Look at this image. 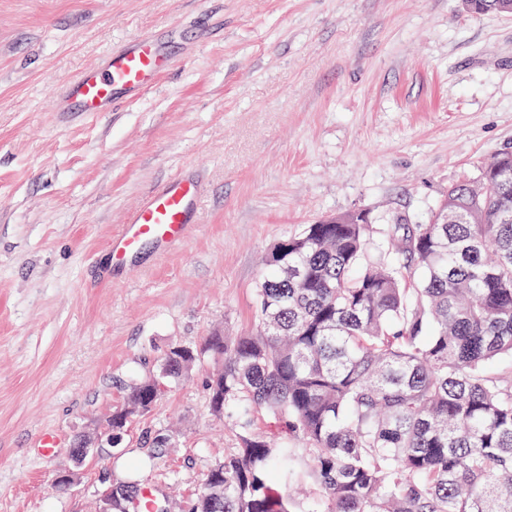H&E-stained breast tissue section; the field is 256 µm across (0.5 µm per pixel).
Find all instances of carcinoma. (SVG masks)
<instances>
[{
    "label": "carcinoma",
    "mask_w": 512,
    "mask_h": 512,
    "mask_svg": "<svg viewBox=\"0 0 512 512\" xmlns=\"http://www.w3.org/2000/svg\"><path fill=\"white\" fill-rule=\"evenodd\" d=\"M461 2L512 14V0ZM372 232L354 211L304 225L269 256L256 333L210 338L209 404L241 445L194 512H292L277 486L298 461L323 491L308 512H512V368L487 370L512 358V147L448 186L428 223L387 225L377 258ZM167 358L113 411L118 437L195 348ZM258 410L274 430L253 429ZM115 489L112 512L138 503L137 483Z\"/></svg>",
    "instance_id": "cac0c4a2"
}]
</instances>
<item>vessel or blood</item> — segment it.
Listing matches in <instances>:
<instances>
[{
	"instance_id": "1",
	"label": "vessel or blood",
	"mask_w": 512,
	"mask_h": 512,
	"mask_svg": "<svg viewBox=\"0 0 512 512\" xmlns=\"http://www.w3.org/2000/svg\"><path fill=\"white\" fill-rule=\"evenodd\" d=\"M156 37L147 36L113 50L103 63L85 67L55 93V112L95 116L111 111L116 99L151 89L173 69ZM203 188L193 178L176 174L147 193L126 217L121 230L106 247L108 269L124 266L149 242L172 246L185 241Z\"/></svg>"
}]
</instances>
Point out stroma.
I'll return each instance as SVG.
<instances>
[{
	"label": "stroma",
	"instance_id": "obj_1",
	"mask_svg": "<svg viewBox=\"0 0 512 512\" xmlns=\"http://www.w3.org/2000/svg\"><path fill=\"white\" fill-rule=\"evenodd\" d=\"M165 26L180 68L61 122L55 88ZM507 145L512 16L460 0H0V512H97L131 478L187 508L240 445L207 358L74 489L52 480L172 344L254 329L276 244L358 210L426 223ZM177 172L204 187L190 237L99 282L109 238Z\"/></svg>",
	"mask_w": 512,
	"mask_h": 512
}]
</instances>
